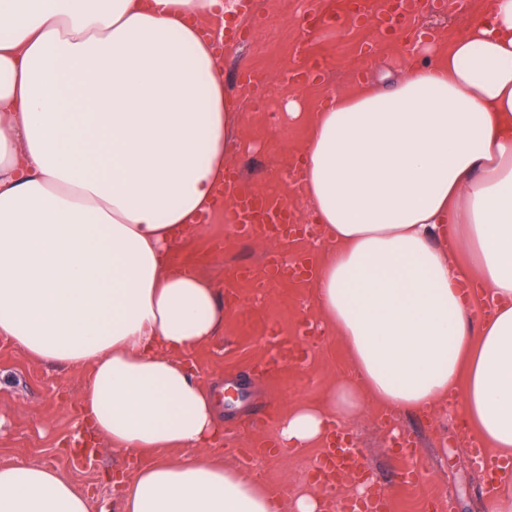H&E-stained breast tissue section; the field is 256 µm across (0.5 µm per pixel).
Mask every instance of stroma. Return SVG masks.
I'll return each mask as SVG.
<instances>
[{"mask_svg": "<svg viewBox=\"0 0 512 512\" xmlns=\"http://www.w3.org/2000/svg\"><path fill=\"white\" fill-rule=\"evenodd\" d=\"M487 3L444 0L439 10L426 4L387 33L372 19L347 15L340 0H262L258 16L242 22L246 39L223 56L225 90L245 116L244 180L283 194L282 170L297 163L294 149L303 136L302 127L283 112L288 98L311 109L329 95L397 76L413 56L411 31L434 28L450 42L484 16ZM311 7L334 16V23L304 30L301 18ZM304 58L320 61V71L302 83L285 82L283 73ZM243 69L262 76L263 85L239 80ZM271 112L279 114V122L268 121ZM277 251L316 258L320 246L296 237L249 240L218 213L205 232L174 248L172 261L194 268L230 297L219 335L191 354L199 379L219 400L224 422V445L214 456L224 466L251 472L282 497L310 486L311 470L323 451L269 450L277 439L278 415L294 400H321L333 383L353 379L355 371L336 337L303 333L302 322L317 320L312 281L266 280V258ZM87 379V371L36 362L0 343V462L58 466L83 490L93 512H118L114 484L128 472L124 454L102 438L87 458L73 444ZM394 427L415 438L413 458L403 457L395 446ZM336 429L352 434L363 448L375 484L389 494L387 512H482L486 477L470 464L468 440L451 411L386 416L369 404ZM403 469L417 470L418 479L400 484Z\"/></svg>", "mask_w": 512, "mask_h": 512, "instance_id": "obj_1", "label": "stroma"}]
</instances>
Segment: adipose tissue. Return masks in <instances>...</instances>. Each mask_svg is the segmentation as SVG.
I'll return each mask as SVG.
<instances>
[{
  "mask_svg": "<svg viewBox=\"0 0 512 512\" xmlns=\"http://www.w3.org/2000/svg\"><path fill=\"white\" fill-rule=\"evenodd\" d=\"M232 0H0V340L88 373L80 412L136 460L119 512H333L283 501L222 446L186 357L224 323L214 284L171 262L220 205L243 126L203 28ZM381 90L330 99L300 191L328 250L315 307L357 378L293 403L283 447L322 446L366 403L462 423L512 461V0ZM475 280L494 310L473 324ZM192 449L178 461L157 451ZM0 512H92L59 467L0 464Z\"/></svg>",
  "mask_w": 512,
  "mask_h": 512,
  "instance_id": "obj_1",
  "label": "adipose tissue"
}]
</instances>
